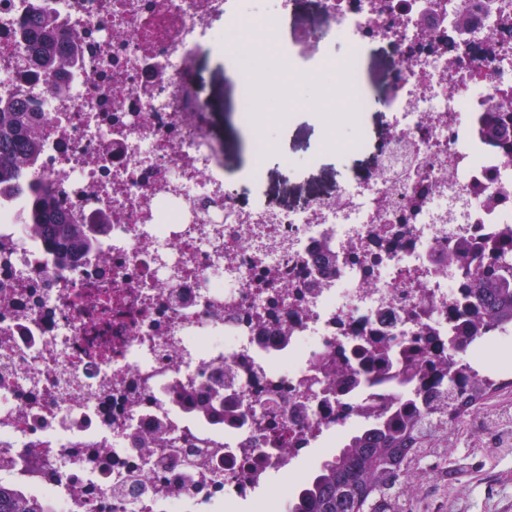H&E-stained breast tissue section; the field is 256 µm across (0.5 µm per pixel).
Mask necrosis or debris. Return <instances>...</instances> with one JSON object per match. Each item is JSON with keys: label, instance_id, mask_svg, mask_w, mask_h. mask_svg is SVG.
I'll list each match as a JSON object with an SVG mask.
<instances>
[{"label": "necrosis or debris", "instance_id": "4bbe7bcc", "mask_svg": "<svg viewBox=\"0 0 512 512\" xmlns=\"http://www.w3.org/2000/svg\"><path fill=\"white\" fill-rule=\"evenodd\" d=\"M51 0L82 64L57 96L26 84L17 34L40 0H0V97L26 88L44 116L32 171L60 214L107 210L100 258L53 268L44 242L0 205V486L56 512H223L285 500L318 448L366 423L357 396L323 405L326 364L360 336L447 345L462 296L448 249L512 236V154L479 137L512 95V0H321L295 45L337 40L314 104L359 112L358 49L399 57L394 115L371 176L294 210L241 205L190 74L207 46L249 65L276 56L269 97L303 81L281 47L290 0ZM474 381L512 373V324L464 352ZM223 374L268 427L204 428L168 389ZM167 423L165 450L134 434Z\"/></svg>", "mask_w": 512, "mask_h": 512}]
</instances>
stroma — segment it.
I'll use <instances>...</instances> for the list:
<instances>
[{
	"mask_svg": "<svg viewBox=\"0 0 512 512\" xmlns=\"http://www.w3.org/2000/svg\"><path fill=\"white\" fill-rule=\"evenodd\" d=\"M347 50L346 44L336 42L321 46L315 55L296 53V65L307 79L292 88V96H317L321 90L318 55L340 58ZM360 55L366 90L377 95L394 73L396 55L389 45L379 42L362 46ZM193 78L220 138L224 176L235 180L239 201L245 205L260 199L273 208H295L306 200L333 193L338 185L364 181L374 170L389 136L390 113L372 105L356 118L347 117L339 123L341 135H348L356 126L362 132L361 148L343 153L330 144L322 112L297 108L282 123L262 127L263 139L272 142L275 152L257 177L245 179L241 173L248 169L254 153L238 121L245 73L234 71L223 53L213 50L198 59ZM492 410H512V396L498 397L488 409L463 417L448 450V493L426 492L437 512H512V453L491 458L474 448L480 441L489 447L495 443L496 433L486 420Z\"/></svg>",
	"mask_w": 512,
	"mask_h": 512,
	"instance_id": "35a3bbf8",
	"label": "stroma"
}]
</instances>
